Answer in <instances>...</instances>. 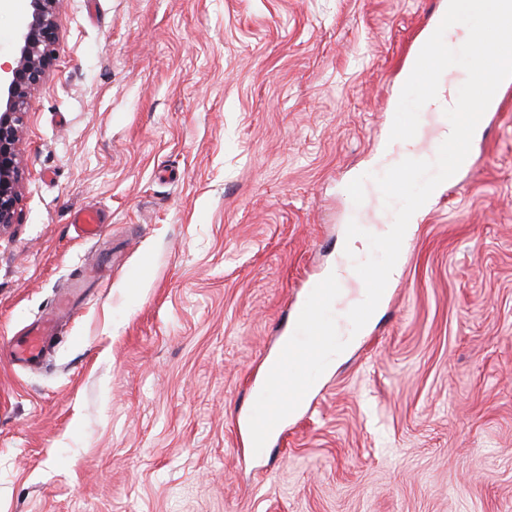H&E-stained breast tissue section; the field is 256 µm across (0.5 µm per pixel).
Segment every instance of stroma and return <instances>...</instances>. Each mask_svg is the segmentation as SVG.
Returning a JSON list of instances; mask_svg holds the SVG:
<instances>
[{
    "label": "stroma",
    "instance_id": "obj_1",
    "mask_svg": "<svg viewBox=\"0 0 512 512\" xmlns=\"http://www.w3.org/2000/svg\"><path fill=\"white\" fill-rule=\"evenodd\" d=\"M431 7L59 0L0 348L101 278L40 364L0 356V512H512V96L302 408L261 453L245 427L304 282L350 221L394 219L373 143ZM75 221L80 226L81 232L87 239L100 236L103 224L100 214L95 210H85L75 216Z\"/></svg>",
    "mask_w": 512,
    "mask_h": 512
}]
</instances>
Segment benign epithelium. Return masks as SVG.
I'll use <instances>...</instances> for the list:
<instances>
[{"instance_id":"benign-epithelium-1","label":"benign epithelium","mask_w":512,"mask_h":512,"mask_svg":"<svg viewBox=\"0 0 512 512\" xmlns=\"http://www.w3.org/2000/svg\"><path fill=\"white\" fill-rule=\"evenodd\" d=\"M58 0H30L19 27L15 66L0 68V227L17 220L19 132L27 100L57 60Z\"/></svg>"}]
</instances>
